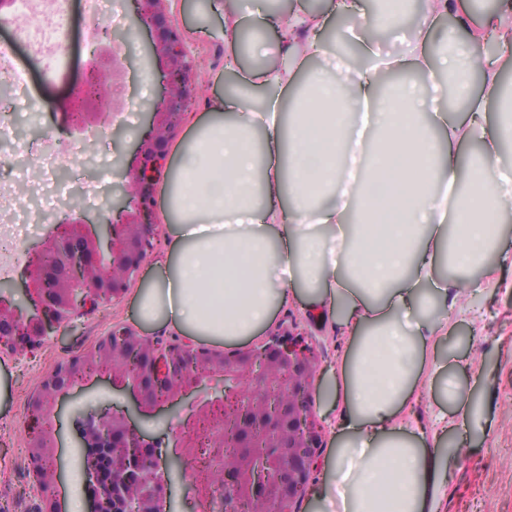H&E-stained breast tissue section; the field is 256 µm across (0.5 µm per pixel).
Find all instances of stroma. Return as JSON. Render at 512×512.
Masks as SVG:
<instances>
[{"mask_svg":"<svg viewBox=\"0 0 512 512\" xmlns=\"http://www.w3.org/2000/svg\"><path fill=\"white\" fill-rule=\"evenodd\" d=\"M212 0H167V15L184 33L195 67L193 76L199 95L171 139L179 144L192 126L206 116L209 100L222 91L224 75V17L211 7ZM21 16L11 9L9 24L0 26V46L9 48L10 61L22 71L27 91L15 94L0 80V111L16 119L14 135L26 160L35 159L46 145L60 154L61 174L70 192L58 203L50 222L29 228L23 242L13 250L12 270L5 281L15 299L25 297L26 265L50 232L54 222L71 212L99 222L106 215L117 183L115 170L136 162L137 142L145 126V115L124 125L123 138H111L108 128L114 111L111 96H104L101 122L81 135L68 133L62 105L82 85L90 51L86 35L91 20L85 0H67L62 18L38 15L34 22L62 26L59 44L49 53L34 51L18 41L16 25ZM420 20L416 6L386 30L377 49L389 60L409 51L408 39ZM154 39L147 29L132 30L124 50L127 56L124 83L127 101L144 108L164 91L159 64L147 54ZM151 83H144V73ZM47 192L46 182L22 180L8 159L0 158V205L25 203L38 211ZM501 256L491 257L486 267L474 270L481 280L479 290L453 291L458 313L445 342L448 369L459 388L471 401L473 426L464 437H451V444L465 442L469 455L459 458L448 473V499L442 512H512V215L503 220ZM123 323L149 339L180 340L175 330H156L140 325L134 315L133 296L125 294L101 305L96 311L72 318L63 340L45 343L37 356L26 358L0 354V380L7 390L0 395V512H39L42 502L29 474L27 444L28 402L43 378L61 362L86 352L112 325ZM306 336L317 358L315 385L326 386L328 370L336 368L345 348V339L336 330L332 316L312 315L301 304L275 308L263 336L283 329ZM133 403L126 390H116L109 378L91 377L61 397L51 423L56 453L63 470L79 466L77 446L80 422L86 416L107 410H122ZM194 408L183 403L156 412L143 420L142 428L154 441L162 460L181 453L175 435L196 423Z\"/></svg>","mask_w":512,"mask_h":512,"instance_id":"obj_1","label":"stroma"}]
</instances>
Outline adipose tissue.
Returning a JSON list of instances; mask_svg holds the SVG:
<instances>
[{"instance_id": "obj_1", "label": "adipose tissue", "mask_w": 512, "mask_h": 512, "mask_svg": "<svg viewBox=\"0 0 512 512\" xmlns=\"http://www.w3.org/2000/svg\"><path fill=\"white\" fill-rule=\"evenodd\" d=\"M232 89L213 98L206 120L176 152L164 193L170 221L166 251L135 296L141 322L192 339L241 342L298 299L332 314L351 335L331 387L336 446L315 494L336 512H440L448 468L464 446L447 450L427 437L408 406L421 378L444 381L440 345L448 335V286L478 287V258L496 250L499 225L512 212V169L500 143L512 124L491 120L501 95L500 65L512 59V7L504 6L459 39L449 31L458 78L480 75L481 95L467 118L448 117L427 50L435 19L456 0H427L407 56L387 63L402 77L380 91L369 28L355 41L364 66L339 83L318 75L303 104L289 105L311 60L324 54L333 12L288 15L266 0H221ZM280 33L279 60L246 71L240 40L264 53L266 29ZM494 34L499 63L475 58L473 43ZM418 73L426 94L404 79ZM429 121H422V114ZM383 132L382 140L366 135ZM482 145L478 161L455 146ZM463 187L457 207L448 190Z\"/></svg>"}]
</instances>
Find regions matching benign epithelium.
Masks as SVG:
<instances>
[{
  "mask_svg": "<svg viewBox=\"0 0 512 512\" xmlns=\"http://www.w3.org/2000/svg\"><path fill=\"white\" fill-rule=\"evenodd\" d=\"M133 23L155 32L152 53L163 73L165 95L148 106L150 124L138 147L139 165L123 179L120 197L103 218L109 227L106 239L93 233L84 216L73 213L54 227L37 251L55 257V262L37 265L28 262L26 292L29 303L12 302L0 283V352L34 355L49 336L59 333L71 316L103 301L121 298L137 279L142 262L156 240L154 181L166 159V149L180 117L199 94L191 80L192 62L184 38L162 9L164 0H131ZM123 64L116 55L96 47L88 62V73L77 94L66 103L65 117L70 133H81L100 121V113L89 108L100 98L103 82L110 78L114 97H125L118 77ZM98 362L122 366L131 358L138 361L137 372L120 386L132 391L133 411L103 413L86 418L80 447L100 448L112 467V480L105 483L96 460H83L85 488H95L90 496L96 512H171L167 490L174 474L181 472L176 462L162 463L153 443L135 425L138 417H148L158 408L194 398L202 412L224 400V411L240 416L238 447L248 465L224 475L232 494H224V512H236V498L254 505V512H296L308 491L317 464L322 429L312 409L311 387L317 371L315 355L305 337L286 331L260 346L232 355L196 347L188 342L152 341L127 327L115 326L91 348ZM85 355L62 362L44 379L29 400L34 424L27 432L30 475L40 493L41 512H61L55 487L57 462L50 417L58 398L87 376ZM211 382L224 383V394L204 400L200 394ZM248 396L260 397L277 390L294 398L278 409L266 423L264 439L256 441L246 416ZM184 459L198 454L194 429L177 436ZM269 466L275 471L267 480L253 471ZM149 479L145 495L132 500L124 486L134 479Z\"/></svg>",
  "mask_w": 512,
  "mask_h": 512,
  "instance_id": "obj_1",
  "label": "benign epithelium"
}]
</instances>
